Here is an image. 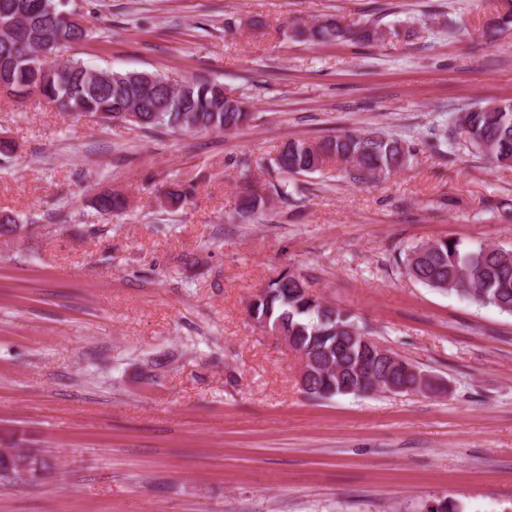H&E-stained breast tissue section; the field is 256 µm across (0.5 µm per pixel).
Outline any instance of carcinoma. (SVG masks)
Listing matches in <instances>:
<instances>
[{
    "instance_id": "carcinoma-1",
    "label": "carcinoma",
    "mask_w": 512,
    "mask_h": 512,
    "mask_svg": "<svg viewBox=\"0 0 512 512\" xmlns=\"http://www.w3.org/2000/svg\"><path fill=\"white\" fill-rule=\"evenodd\" d=\"M28 20L34 40L21 44L12 36L0 39V53L18 59L12 77L32 84L57 104L67 116L102 114L105 120H125L124 111L138 109L141 129L155 133L184 131L205 134L231 131L251 120L252 113L237 98L228 97L217 83L189 81L177 92L168 89V79L152 74L144 80L136 72L94 68L75 59H54L28 67L27 56L36 47H48L51 54L60 46L87 39L85 28L62 26L57 0H27ZM296 35L311 42L342 40L365 42L382 37V31L360 23L345 25L327 17L311 27H301ZM448 118L441 124L448 155L461 146L483 155L498 167H512V101L500 100L455 109L448 107ZM411 158L409 142L377 131H347L318 143L286 142L272 161L283 176L320 171L326 165H339L353 183H369L400 170ZM270 196L252 188L239 198L242 217L264 210ZM105 214L126 208L125 197L112 192L94 200ZM405 270L417 282L439 291L456 293L480 305L512 314V249L495 245L466 247L458 241L435 240L416 244L406 253ZM258 323L280 324L297 338L300 349L312 362V376L304 391L316 398L346 395V387L357 386L369 394L378 378L395 386L414 384L412 362L374 359L370 350L355 340L371 336L355 316L340 307L327 309L307 291L299 275L285 271L271 281L250 305ZM18 455L0 452V476L20 479L36 469L51 466L49 451L24 446L21 436L11 440Z\"/></svg>"
}]
</instances>
